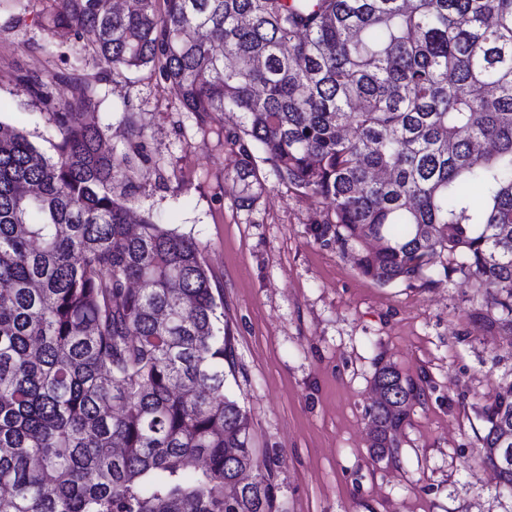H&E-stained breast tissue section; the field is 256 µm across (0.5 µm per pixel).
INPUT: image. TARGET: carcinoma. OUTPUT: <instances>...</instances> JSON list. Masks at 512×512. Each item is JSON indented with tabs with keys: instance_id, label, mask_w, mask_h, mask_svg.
<instances>
[{
	"instance_id": "cac0c4a2",
	"label": "carcinoma",
	"mask_w": 512,
	"mask_h": 512,
	"mask_svg": "<svg viewBox=\"0 0 512 512\" xmlns=\"http://www.w3.org/2000/svg\"><path fill=\"white\" fill-rule=\"evenodd\" d=\"M130 3L51 0L53 30L112 66L52 113L55 156L0 122V512H278L202 249L150 214L131 227L138 149L106 151L78 110L158 69L183 111L237 114L241 203L266 190L261 152L330 201L320 236L363 276L459 274L481 296L471 320L511 337L512 0ZM424 383L375 372L372 456L398 458ZM482 417L484 461L512 448V382ZM243 469L262 490L226 494Z\"/></svg>"
}]
</instances>
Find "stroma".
I'll return each mask as SVG.
<instances>
[{"instance_id":"stroma-1","label":"stroma","mask_w":512,"mask_h":512,"mask_svg":"<svg viewBox=\"0 0 512 512\" xmlns=\"http://www.w3.org/2000/svg\"><path fill=\"white\" fill-rule=\"evenodd\" d=\"M106 67L60 41L46 0L0 10V121L45 155L55 153L51 114L71 97L65 74ZM27 74L48 84L50 101L27 92ZM103 90L84 115L114 154L138 144L135 210L193 238L224 299L230 383L250 413L254 448L279 460L280 512H512V494L479 460L480 412L512 381V339L469 319L478 298L471 282L378 286L351 251L320 238L329 202L288 189L270 163L258 164L264 194L240 205L225 139L235 114L203 121L180 111L150 67ZM386 363L431 380L391 465L373 462L365 416Z\"/></svg>"}]
</instances>
